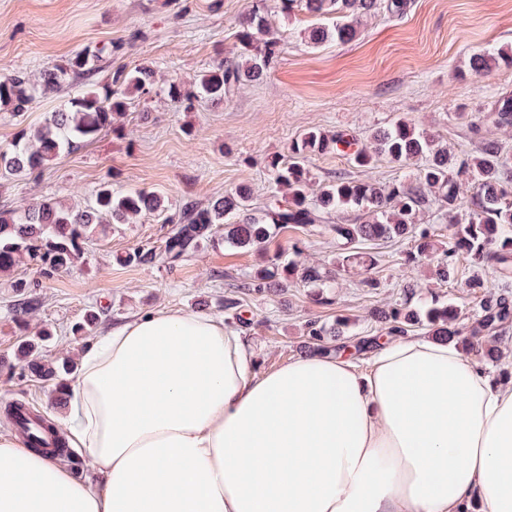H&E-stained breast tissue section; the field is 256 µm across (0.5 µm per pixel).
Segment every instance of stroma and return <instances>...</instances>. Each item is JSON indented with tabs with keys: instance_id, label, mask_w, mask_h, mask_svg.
I'll use <instances>...</instances> for the list:
<instances>
[{
	"instance_id": "1",
	"label": "stroma",
	"mask_w": 512,
	"mask_h": 512,
	"mask_svg": "<svg viewBox=\"0 0 512 512\" xmlns=\"http://www.w3.org/2000/svg\"><path fill=\"white\" fill-rule=\"evenodd\" d=\"M249 5L250 0H0V76L17 69L37 76L80 49L108 46L113 70L148 65L160 80L180 79L189 90L196 75L236 55L239 20ZM267 9L281 41L267 77L242 86L224 103L203 101L189 112L167 95L154 97L123 117L126 138L104 132L36 175L0 179V212L20 213L46 197L81 206L104 182L119 191H160L173 214L188 202L205 204L246 184L258 207L274 190L268 157H287L289 144L307 128L366 138L405 118L451 150L468 151L476 142L471 121L490 111L501 93H512V66L482 74L470 68L473 55L486 47L512 56V0H410L404 15L370 19L353 41L318 45L308 40L316 23L308 13L283 18L278 0H267ZM78 92L64 87L20 114L0 110V146L20 130L37 129ZM309 166L320 182L340 176L385 184L408 173L385 160L363 170L333 151L312 156ZM168 230L152 216L115 224L86 243L70 270L47 277L22 263L0 274V410L23 402L65 429L55 381L31 375L14 359L19 342L42 328L55 333L42 351L43 361L52 363L79 358L94 338L140 312L181 308L223 316L230 278L253 271L259 256L208 244L174 265L123 263L134 246L160 247ZM406 248L398 239L368 245L380 287H361L364 270L352 267L334 283L331 306L314 303L311 289L299 283L279 295L243 294L242 314L250 320L244 334L258 348L259 370L298 355L302 327L310 319L331 325L345 317L353 333L382 335L371 313L400 300L395 261ZM472 272L461 262L458 282L421 289L415 304L435 293L471 314L478 297L464 280ZM20 279L38 301L24 325L14 317L17 296L11 287ZM91 310L99 314L93 332L72 334Z\"/></svg>"
}]
</instances>
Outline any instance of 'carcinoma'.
Returning <instances> with one entry per match:
<instances>
[{"mask_svg": "<svg viewBox=\"0 0 512 512\" xmlns=\"http://www.w3.org/2000/svg\"><path fill=\"white\" fill-rule=\"evenodd\" d=\"M280 4L287 16L300 7L318 17L320 23L309 33L312 44L329 39L351 41L360 33L363 19L380 12L400 16L407 8V0H280ZM237 38L240 51L236 57L200 74L192 91L185 90L177 79L160 84L150 66L126 74L117 72L100 82L94 80L103 67H112V50L105 47L79 51L66 64L46 69L35 78L23 69L1 77L0 109L13 113L27 111L40 94L70 81L81 82L83 91L64 108L49 113L38 130H22L8 146L0 148V178L38 172L60 154L78 150L105 129L117 136L125 135L119 119L136 104H145L162 91L189 111L199 100L222 103L242 85L263 79L280 54L265 0H252ZM502 62L512 64V57L485 49L473 57L472 70L489 71ZM484 126L512 129L511 94L501 95L483 116L482 124L471 129L478 134ZM352 145L356 149L350 160L357 167L371 169L380 158L400 166L418 161V173L409 181L396 180L386 186L338 177L323 184L316 199H311V156ZM268 167L276 187L285 191L284 198L273 195L256 209L251 204V190L240 185L204 205L190 204L178 219L164 218L173 228L164 236L160 250L137 246L126 253L124 262L151 265L162 258L174 264L204 243H222L265 257L264 264L252 271L240 288L258 294L274 293L298 280L314 289L316 303L330 306L335 304V297L327 288L336 275L356 265L367 271L375 265V259L357 251V247L405 239L410 248L398 260L400 268L427 263L433 266L436 281L444 285L456 280L459 260L465 258L480 270L493 268L502 283L490 285L479 273L466 281V287L480 300L471 321L465 323L461 312L438 295L423 308L411 306L423 284L402 277L397 283L402 301L375 314L386 335L406 336L417 327L429 336L453 339L467 351L477 348L493 362L505 360L497 348L496 333L512 325V286L507 282L512 278V161L497 138L482 136L474 152L458 154L427 129L402 119L364 142L341 131L328 134L308 128L289 145L288 161L275 157ZM469 191L472 196L464 211L462 203ZM166 211L162 194L117 192L111 184L103 183L84 206H68L49 197L34 202L21 215L0 212V273L24 262L39 266L46 275L69 269L83 254L88 240L106 233L109 225L133 224L147 214L160 216ZM345 212L355 215L354 222L337 219ZM429 213L448 224V248L442 251L436 244V225L423 222ZM291 225L321 226L336 239V257L328 262H311L300 240L286 251L270 252L278 233ZM50 335L45 330L37 340L22 341L17 356L23 369L62 386L76 373L77 365L70 358L55 364H45L38 358L39 342ZM348 335L346 319L331 326L311 319L303 333L305 348L310 352L332 354L352 348L360 353L369 348V337L341 341Z\"/></svg>", "mask_w": 512, "mask_h": 512, "instance_id": "obj_1", "label": "carcinoma"}]
</instances>
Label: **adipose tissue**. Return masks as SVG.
Instances as JSON below:
<instances>
[{
    "label": "adipose tissue",
    "instance_id": "obj_1",
    "mask_svg": "<svg viewBox=\"0 0 512 512\" xmlns=\"http://www.w3.org/2000/svg\"><path fill=\"white\" fill-rule=\"evenodd\" d=\"M256 358L208 314L114 326L67 388L100 486L0 435V512H512V380L455 343Z\"/></svg>",
    "mask_w": 512,
    "mask_h": 512
}]
</instances>
